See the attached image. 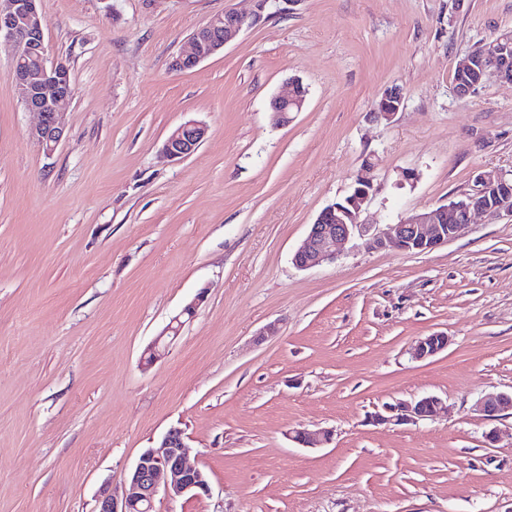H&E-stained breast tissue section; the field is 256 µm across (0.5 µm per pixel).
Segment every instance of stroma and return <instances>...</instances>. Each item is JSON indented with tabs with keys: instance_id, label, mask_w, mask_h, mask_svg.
Masks as SVG:
<instances>
[{
	"instance_id": "stroma-1",
	"label": "stroma",
	"mask_w": 512,
	"mask_h": 512,
	"mask_svg": "<svg viewBox=\"0 0 512 512\" xmlns=\"http://www.w3.org/2000/svg\"><path fill=\"white\" fill-rule=\"evenodd\" d=\"M38 5L74 95L46 154L0 47V512H93L173 427L211 492L158 496L157 512H512V411L475 409L512 392V213L425 253L356 238L335 262L292 263L364 162L374 230L478 174L512 177V85L454 89L475 45L512 33V0H269L184 72L170 64L188 37L254 0ZM295 78L306 105L284 126L271 102ZM394 87L398 113L374 122ZM190 120L204 142L164 157ZM436 332L447 349L415 359ZM425 395L440 416L374 422ZM296 428L334 437L305 447ZM193 310H194V305L193 304H189L187 305L181 312L180 315L176 316L172 322L170 323V325L167 326V328L165 329V331H163L156 339L155 341L153 342V344L150 346V348H148L147 350V353H149V357L148 359L149 360H152L154 357H156L158 354V352L160 351V348L162 347H166L167 343H166V339L167 338H170L171 340H173L174 338H176L178 335H179V331L180 329L182 328L184 322L181 321V317L184 316V315H187L188 318L192 317V314H193ZM439 340L440 344H430V340ZM448 346V336L442 333H434L421 338L413 349V356L418 360H425L441 353ZM476 411L485 417H494L505 409H512V392L488 394L478 400Z\"/></svg>"
}]
</instances>
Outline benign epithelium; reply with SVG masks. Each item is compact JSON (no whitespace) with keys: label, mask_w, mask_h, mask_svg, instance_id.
I'll return each instance as SVG.
<instances>
[{"label":"benign epithelium","mask_w":512,"mask_h":512,"mask_svg":"<svg viewBox=\"0 0 512 512\" xmlns=\"http://www.w3.org/2000/svg\"><path fill=\"white\" fill-rule=\"evenodd\" d=\"M268 0H257L256 11L243 14L226 11L210 18L190 37L189 49L175 58L172 69L191 70L201 62L220 53L241 31L251 27L260 17ZM47 22L38 8V0H0V44L10 53L16 77L19 99L31 112L38 115V123L31 128L30 137L50 154L64 136L60 114L70 105L73 87L70 68L62 61L47 66L44 47V29ZM464 79L455 82L458 94L466 95L485 79L495 77L512 83V35L505 34L490 45L474 47L457 67ZM307 91L299 80L292 90L272 102L280 121L288 123V114L300 112L306 103ZM403 96L399 89L386 90L373 118L389 121L399 111ZM206 136V127L187 122L176 128L167 138L163 152L169 158H183L195 153ZM477 189L458 202H450L435 209L416 213L368 239L366 247L393 252H424L441 246L460 235L477 213L512 212V180L499 175L481 173L476 178ZM370 178L358 179V187L344 198V203L330 204L310 225L302 246L294 253L292 262L302 270L311 269L336 259L342 244L363 236L365 225L359 221L364 205L370 199ZM194 305H187L148 348L149 358L158 355L166 346V339H174L183 326L181 317L192 316ZM448 346V337L434 333L421 338L413 349L417 360H425L441 353ZM512 409V393L488 394L478 400L476 411L485 417H494ZM442 400L434 395L423 396L411 403L399 402L386 408L388 415H376L381 423L416 421L433 418L442 413ZM330 429L309 431L297 429L292 440L307 447L328 443ZM129 489L118 496L104 488L96 498L94 512H155L159 493L176 498L192 492L207 495L210 485L206 473L188 464L184 432L169 429L157 446L143 450L130 471Z\"/></svg>","instance_id":"benign-epithelium-1"}]
</instances>
